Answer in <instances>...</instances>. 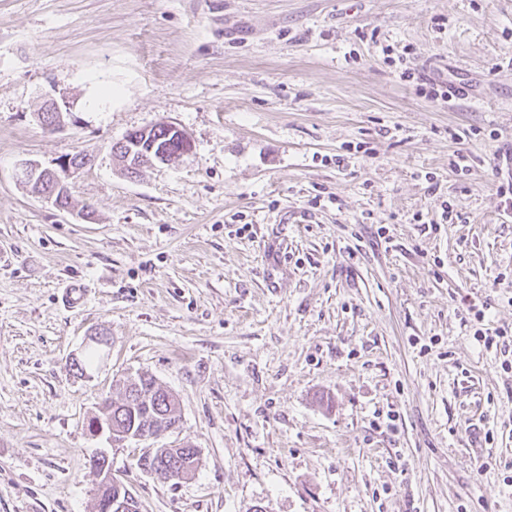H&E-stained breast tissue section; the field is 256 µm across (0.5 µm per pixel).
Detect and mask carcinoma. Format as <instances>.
Returning a JSON list of instances; mask_svg holds the SVG:
<instances>
[{"mask_svg": "<svg viewBox=\"0 0 512 512\" xmlns=\"http://www.w3.org/2000/svg\"><path fill=\"white\" fill-rule=\"evenodd\" d=\"M155 146L171 154L179 150L178 142L174 141V134L162 124L148 129V142L146 146ZM110 422L112 430L119 433H137L141 431L152 435H159L168 426L181 420L179 403L173 394L157 384L149 374L135 383L124 384V394L118 401H107L89 424L95 428L99 421ZM198 466V449L180 448L173 454L162 456L153 455L148 470L167 475L170 468L187 475Z\"/></svg>", "mask_w": 512, "mask_h": 512, "instance_id": "obj_1", "label": "carcinoma"}]
</instances>
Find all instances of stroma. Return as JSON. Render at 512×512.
Wrapping results in <instances>:
<instances>
[{"mask_svg":"<svg viewBox=\"0 0 512 512\" xmlns=\"http://www.w3.org/2000/svg\"><path fill=\"white\" fill-rule=\"evenodd\" d=\"M161 123L192 152L128 175ZM78 152L67 209L17 175ZM510 152L512 0H0V512H96L101 453L140 512H512V370L467 315L512 328ZM141 372L179 429L90 431ZM155 449L153 451L147 450L148 452L143 454L151 455L155 451L146 470L154 471L166 478L168 477L167 471L169 468L174 467L176 471H180L182 475L185 476L194 471L198 466L197 456L199 452L197 448H180L175 450V455L167 453L165 456H163L162 453L160 457L157 454L158 448L156 450ZM142 456L139 458L140 465V459Z\"/></svg>","mask_w":512,"mask_h":512,"instance_id":"35a3bbf8","label":"stroma"}]
</instances>
